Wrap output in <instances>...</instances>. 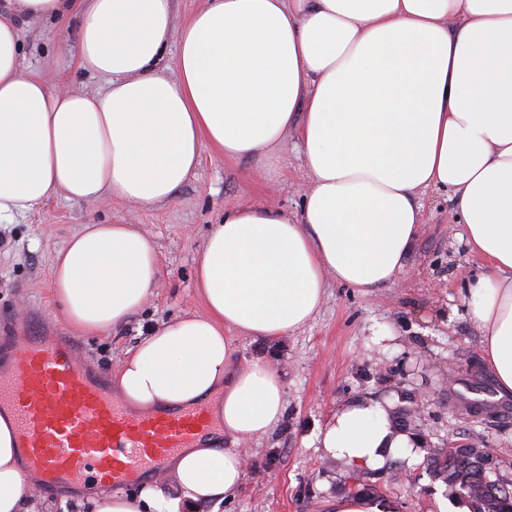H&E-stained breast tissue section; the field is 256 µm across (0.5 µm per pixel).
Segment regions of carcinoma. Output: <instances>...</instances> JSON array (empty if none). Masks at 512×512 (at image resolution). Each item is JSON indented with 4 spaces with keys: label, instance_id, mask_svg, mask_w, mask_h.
Instances as JSON below:
<instances>
[{
    "label": "carcinoma",
    "instance_id": "1",
    "mask_svg": "<svg viewBox=\"0 0 512 512\" xmlns=\"http://www.w3.org/2000/svg\"><path fill=\"white\" fill-rule=\"evenodd\" d=\"M498 465L497 457L478 442L465 448H433L428 462L450 497L465 504L469 512H512V487L490 479Z\"/></svg>",
    "mask_w": 512,
    "mask_h": 512
}]
</instances>
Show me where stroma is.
<instances>
[{
    "label": "stroma",
    "mask_w": 512,
    "mask_h": 512,
    "mask_svg": "<svg viewBox=\"0 0 512 512\" xmlns=\"http://www.w3.org/2000/svg\"><path fill=\"white\" fill-rule=\"evenodd\" d=\"M21 45L24 69L31 72L59 51L76 56L77 27L68 17L34 19L22 25ZM255 167L205 150L172 202L133 212L56 197L17 223L0 226V324L23 313L47 331L67 333L50 288L56 252L83 225L139 224L158 250V288L127 326L72 338L79 359L112 374L140 332L186 312H202L195 262L225 208L263 201L300 215L310 177L295 136L287 137L272 181L254 179ZM417 200L423 225L394 285L364 293L332 280L323 305L303 329L275 340L235 337L240 357L277 366L286 386V411L273 433L248 443L240 490L224 502L204 504L202 512H332L336 497L349 495L355 473L324 455L314 435L345 401L366 394L398 396L401 410L406 394L420 396L422 411L410 419L409 432L434 448L481 440L500 461L499 478L512 481V420L448 404V391L457 384L494 379L482 336L463 305L464 289L484 271L485 261L471 252L461 225L453 223L450 192L427 189ZM384 326L393 335L381 341L376 332ZM363 479L374 487L371 503L396 512H439L437 502L445 495L443 482L432 480L423 459L411 468L396 460Z\"/></svg>",
    "instance_id": "stroma-1"
}]
</instances>
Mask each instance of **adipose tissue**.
<instances>
[{
  "label": "adipose tissue",
  "instance_id": "1",
  "mask_svg": "<svg viewBox=\"0 0 512 512\" xmlns=\"http://www.w3.org/2000/svg\"><path fill=\"white\" fill-rule=\"evenodd\" d=\"M71 15L76 58L21 71L18 21ZM173 74L158 69L169 41ZM78 66L108 79L72 86ZM295 132L311 188L300 217L262 202L225 210L200 250L205 310L141 334L116 367L133 412L206 406L219 433L156 486L81 493L89 512H182L239 488L244 442L285 409L279 370L240 359L232 333L306 326L328 279L393 285L419 237L418 191L454 194L486 270L463 296L500 394H512V0H206L175 25L173 0H7L0 8V224L62 197L145 210L172 201L202 150L250 159L259 177ZM158 252L136 224H86L54 258L51 290L82 335L127 325L152 296ZM393 399L358 396L319 428L327 456L363 471L417 463ZM13 417L0 413V512H34Z\"/></svg>",
  "mask_w": 512,
  "mask_h": 512
}]
</instances>
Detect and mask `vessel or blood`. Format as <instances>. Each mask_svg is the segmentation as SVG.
<instances>
[{"mask_svg": "<svg viewBox=\"0 0 512 512\" xmlns=\"http://www.w3.org/2000/svg\"><path fill=\"white\" fill-rule=\"evenodd\" d=\"M0 352V410L14 417L25 473L49 489L105 481L120 490L159 473L213 423L205 409L131 414L79 361L67 337L14 326Z\"/></svg>", "mask_w": 512, "mask_h": 512, "instance_id": "b4317fda", "label": "vessel or blood"}]
</instances>
